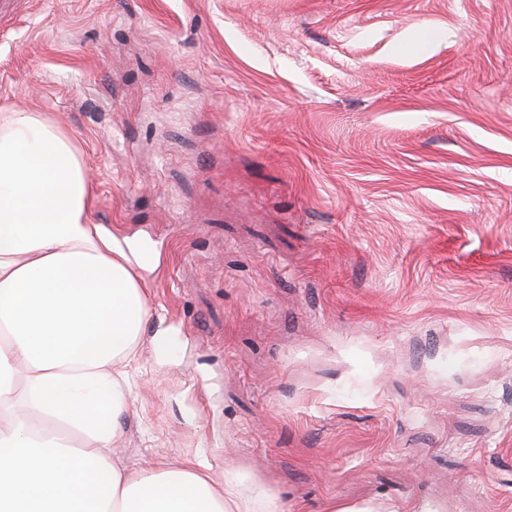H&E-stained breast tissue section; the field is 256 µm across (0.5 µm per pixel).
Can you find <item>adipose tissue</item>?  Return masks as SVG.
<instances>
[{
  "mask_svg": "<svg viewBox=\"0 0 512 512\" xmlns=\"http://www.w3.org/2000/svg\"><path fill=\"white\" fill-rule=\"evenodd\" d=\"M95 202L69 132L0 112V512H286L231 473L113 459L151 252L94 223Z\"/></svg>",
  "mask_w": 512,
  "mask_h": 512,
  "instance_id": "adipose-tissue-1",
  "label": "adipose tissue"
}]
</instances>
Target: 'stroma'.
<instances>
[{
  "label": "stroma",
  "instance_id": "obj_1",
  "mask_svg": "<svg viewBox=\"0 0 512 512\" xmlns=\"http://www.w3.org/2000/svg\"><path fill=\"white\" fill-rule=\"evenodd\" d=\"M17 3L0 109L158 252L119 461L512 512V0Z\"/></svg>",
  "mask_w": 512,
  "mask_h": 512
}]
</instances>
